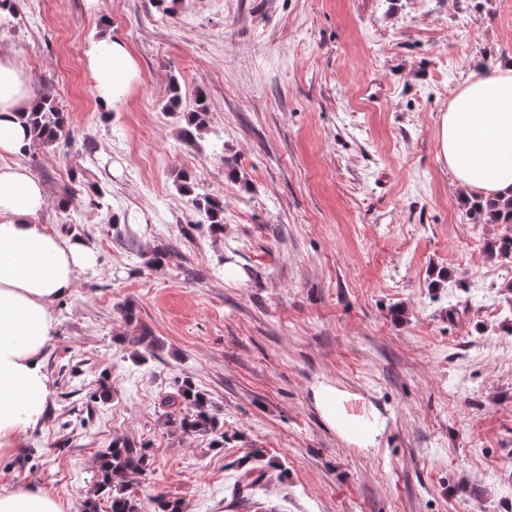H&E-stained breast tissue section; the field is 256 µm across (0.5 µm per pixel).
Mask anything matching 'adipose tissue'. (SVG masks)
Wrapping results in <instances>:
<instances>
[{
    "mask_svg": "<svg viewBox=\"0 0 512 512\" xmlns=\"http://www.w3.org/2000/svg\"><path fill=\"white\" fill-rule=\"evenodd\" d=\"M86 63L104 108L120 104L137 77L124 43L92 40ZM36 100L31 76L0 56V457L44 418L51 396L45 358L52 308L69 295L79 268L93 261L85 243L47 232L37 218L46 204L40 181L14 155L32 140L20 113ZM439 157L465 195L512 197V64L473 78L455 91L437 124ZM313 398L323 419L350 444L371 448L378 424L361 425L344 409L345 395L319 384ZM0 512H62L36 482L0 493Z\"/></svg>",
    "mask_w": 512,
    "mask_h": 512,
    "instance_id": "obj_1",
    "label": "adipose tissue"
}]
</instances>
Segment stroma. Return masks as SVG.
I'll return each instance as SVG.
<instances>
[{
	"label": "stroma",
	"mask_w": 512,
	"mask_h": 512,
	"mask_svg": "<svg viewBox=\"0 0 512 512\" xmlns=\"http://www.w3.org/2000/svg\"><path fill=\"white\" fill-rule=\"evenodd\" d=\"M16 8L0 53L70 131L17 161L44 187L39 223L94 260L53 307L46 416L0 459V492L33 480L82 512L125 438L150 456L131 487L145 512L157 494L187 512H512V257L491 255L506 228L470 220L436 134L462 84L512 63V0ZM105 32L138 69L109 112L85 62ZM173 79L182 111L208 107L198 147L166 109ZM186 173L223 198V232L178 193ZM73 185L75 224L59 208ZM185 378L223 446L166 416ZM321 381L376 415V446L322 418Z\"/></svg>",
	"instance_id": "1"
}]
</instances>
